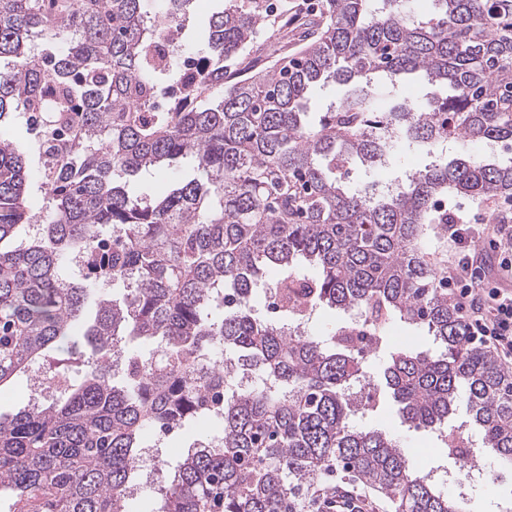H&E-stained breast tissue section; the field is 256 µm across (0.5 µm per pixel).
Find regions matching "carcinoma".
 <instances>
[{"instance_id": "1", "label": "carcinoma", "mask_w": 512, "mask_h": 512, "mask_svg": "<svg viewBox=\"0 0 512 512\" xmlns=\"http://www.w3.org/2000/svg\"><path fill=\"white\" fill-rule=\"evenodd\" d=\"M193 2L0 0V126L69 131L30 146L38 208L25 153L0 137V387L66 350L75 326L85 338L62 400L0 419V496L9 512H130L144 434L201 417L195 404L221 387L219 434L158 468L149 512H304L338 466L395 512H467L397 441L356 424L357 387L374 411L378 385L353 337L383 358L404 421L460 469L465 438L448 417L461 392L484 451L512 469V370L465 334L420 246L424 225L448 224L439 195L512 196V0H325L318 36L271 67L254 48L262 27L279 31L268 0H229L196 50L182 41ZM411 80L428 88L419 106L400 94ZM329 83L345 95L315 124L311 93ZM450 139L500 154L446 158ZM411 149L432 161L393 191L337 179ZM164 166L165 194L132 189ZM27 224L40 234L20 237ZM106 234L119 300L71 267ZM269 269L284 314L327 306L360 321L290 337L256 313ZM397 320L439 352L390 348ZM216 350L217 372L198 381Z\"/></svg>"}]
</instances>
